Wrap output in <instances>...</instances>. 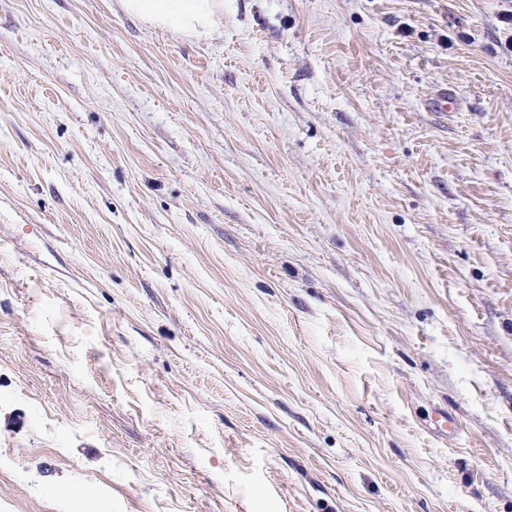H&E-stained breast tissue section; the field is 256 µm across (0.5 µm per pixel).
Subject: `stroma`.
I'll return each instance as SVG.
<instances>
[{"label": "stroma", "instance_id": "stroma-1", "mask_svg": "<svg viewBox=\"0 0 512 512\" xmlns=\"http://www.w3.org/2000/svg\"><path fill=\"white\" fill-rule=\"evenodd\" d=\"M75 500L512 512V0H0V512ZM121 8L151 28L173 29L209 39L224 27L225 0H118Z\"/></svg>", "mask_w": 512, "mask_h": 512}]
</instances>
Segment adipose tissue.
<instances>
[{
	"label": "adipose tissue",
	"mask_w": 512,
	"mask_h": 512,
	"mask_svg": "<svg viewBox=\"0 0 512 512\" xmlns=\"http://www.w3.org/2000/svg\"><path fill=\"white\" fill-rule=\"evenodd\" d=\"M121 8L151 28L209 39L224 25V0H119Z\"/></svg>",
	"instance_id": "obj_1"
}]
</instances>
